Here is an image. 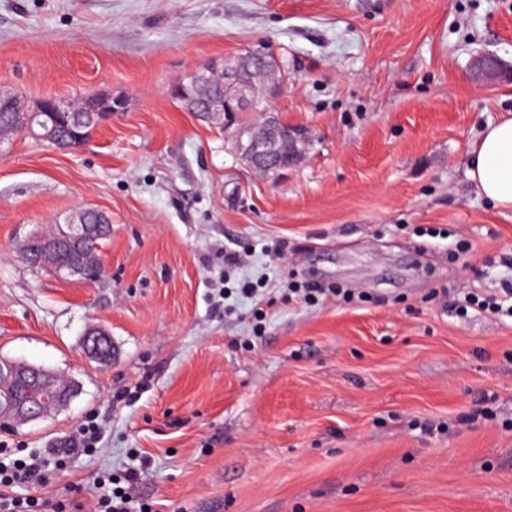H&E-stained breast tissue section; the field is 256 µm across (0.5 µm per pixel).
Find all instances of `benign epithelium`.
<instances>
[{
  "label": "benign epithelium",
  "instance_id": "7a95c632",
  "mask_svg": "<svg viewBox=\"0 0 512 512\" xmlns=\"http://www.w3.org/2000/svg\"><path fill=\"white\" fill-rule=\"evenodd\" d=\"M472 79L490 83L512 76V67L494 53L475 56L470 65ZM287 76L275 53L265 48L243 51L229 58L211 59L191 68L171 88V95L186 107V111L214 128L224 131L247 167L268 180H276L305 158L312 143L310 132L298 126H283L272 104L284 93ZM86 110L73 107L57 98L35 101L29 112H67L72 127L84 129L77 136L57 139L61 149L77 150L88 142L93 131L112 121L116 112L124 111V102L110 94L93 92L84 98ZM245 112H253L259 121L250 126L241 123ZM112 232L109 217L97 209L79 208L73 212L61 234L50 232L30 238L24 245L26 254L50 252L55 257L56 271L69 269L74 274L97 278L102 271L101 258L89 242ZM110 341L101 328H91L84 334L85 354L103 361L98 345ZM27 376L44 378L50 389L20 400L0 384V432L15 433L24 425L45 419L61 411L74 394V388L64 383L66 376L39 369L27 362H12L0 381L23 379Z\"/></svg>",
  "mask_w": 512,
  "mask_h": 512
}]
</instances>
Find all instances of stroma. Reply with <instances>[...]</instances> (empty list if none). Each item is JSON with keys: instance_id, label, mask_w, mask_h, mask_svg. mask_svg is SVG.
I'll use <instances>...</instances> for the list:
<instances>
[{"instance_id": "obj_1", "label": "stroma", "mask_w": 512, "mask_h": 512, "mask_svg": "<svg viewBox=\"0 0 512 512\" xmlns=\"http://www.w3.org/2000/svg\"><path fill=\"white\" fill-rule=\"evenodd\" d=\"M256 44L288 74L274 112L313 135L274 182L170 95ZM482 52L512 65V0H0V90L126 101L79 151L0 144V357L81 386L9 441L103 420L55 490L92 500L134 454L152 512H512V318L450 310L512 282V209L466 176L512 114V79H470ZM83 207L112 221L101 277L29 265L21 241ZM244 280L356 299H290L258 332Z\"/></svg>"}]
</instances>
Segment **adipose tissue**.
I'll list each match as a JSON object with an SVG mask.
<instances>
[{"label": "adipose tissue", "mask_w": 512, "mask_h": 512, "mask_svg": "<svg viewBox=\"0 0 512 512\" xmlns=\"http://www.w3.org/2000/svg\"><path fill=\"white\" fill-rule=\"evenodd\" d=\"M467 176L498 207L512 208V115L481 132Z\"/></svg>", "instance_id": "adipose-tissue-1"}]
</instances>
